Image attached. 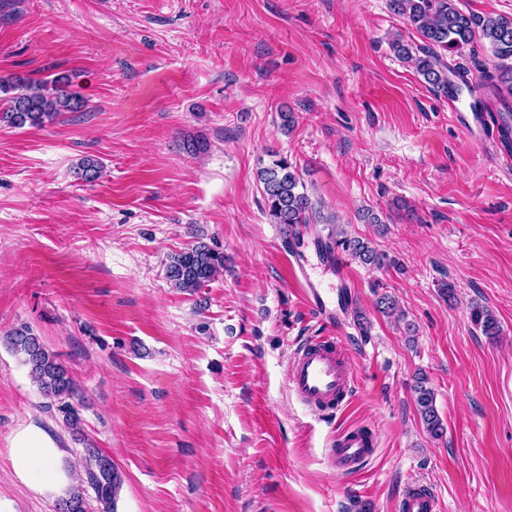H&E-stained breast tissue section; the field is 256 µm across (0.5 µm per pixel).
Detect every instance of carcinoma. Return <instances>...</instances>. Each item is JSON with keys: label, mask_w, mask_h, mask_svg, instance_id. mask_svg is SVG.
I'll list each match as a JSON object with an SVG mask.
<instances>
[{"label": "carcinoma", "mask_w": 512, "mask_h": 512, "mask_svg": "<svg viewBox=\"0 0 512 512\" xmlns=\"http://www.w3.org/2000/svg\"><path fill=\"white\" fill-rule=\"evenodd\" d=\"M389 7L414 27L423 41L415 52L399 41L392 44L393 49L399 57L414 65L432 88L448 94L450 74L464 85H470L466 72L448 67L443 54L448 51L458 53L474 41L481 40L488 43L498 63L494 72L483 73L480 87L505 109L512 108L509 106L512 100L511 18L466 14L457 7L456 0H389ZM83 106V98L70 89V80L65 75L50 81L0 77V127H40L65 112H79ZM257 177L271 223L283 225L289 238L298 235L297 229L302 224L332 223V219L322 217L300 176L286 159H276L259 168ZM321 247L329 253L340 248L365 266L379 269L386 265V254L371 246V242L350 238L338 229L327 234ZM223 271L224 252L204 241H197L170 255L165 264L167 281L176 290L189 295L209 286ZM376 306L387 315L405 322L407 333H414V325L406 321L405 313L398 308L392 296L379 295ZM474 319L486 335H498L499 326L492 313L476 310ZM3 342L29 369L31 379L49 400V407L56 410L74 440H84L79 410L75 406L78 387L61 355L47 347L26 326L8 332L3 336ZM413 392L416 411L426 431L433 437L442 436L443 420L436 407L434 390L428 386V378L416 376ZM82 469L80 481L73 484L66 496L56 503V512H87L89 490L94 492L100 512H115L124 479L112 458L97 448L86 447Z\"/></svg>", "instance_id": "carcinoma-1"}]
</instances>
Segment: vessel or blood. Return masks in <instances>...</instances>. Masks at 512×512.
<instances>
[{
	"instance_id": "b4317fda",
	"label": "vessel or blood",
	"mask_w": 512,
	"mask_h": 512,
	"mask_svg": "<svg viewBox=\"0 0 512 512\" xmlns=\"http://www.w3.org/2000/svg\"><path fill=\"white\" fill-rule=\"evenodd\" d=\"M471 99L468 93L451 94L448 110L457 116L459 126L472 134L482 128L483 115L479 112L469 117L462 115L463 106ZM303 298L326 333L309 338L296 347L287 370L289 388L304 405L332 414L348 403L357 383L354 368L343 352V338L337 331L338 312L347 304L348 295L341 292L330 296L326 289L310 281L303 290ZM377 447L378 433L375 429H345L334 439L332 463L339 472H354L369 462ZM398 510L439 512V502L433 490L416 485L402 496Z\"/></svg>"
}]
</instances>
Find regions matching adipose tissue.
<instances>
[{
  "label": "adipose tissue",
  "instance_id": "1",
  "mask_svg": "<svg viewBox=\"0 0 512 512\" xmlns=\"http://www.w3.org/2000/svg\"><path fill=\"white\" fill-rule=\"evenodd\" d=\"M62 454L57 442L41 428L30 425L13 439L12 466L17 479L29 490L58 493L74 480L59 464Z\"/></svg>",
  "mask_w": 512,
  "mask_h": 512
}]
</instances>
